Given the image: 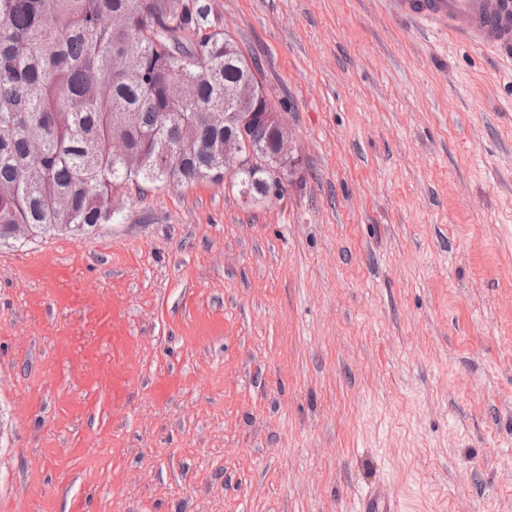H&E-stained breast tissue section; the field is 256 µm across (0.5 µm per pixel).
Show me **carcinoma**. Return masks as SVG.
<instances>
[{
  "mask_svg": "<svg viewBox=\"0 0 512 512\" xmlns=\"http://www.w3.org/2000/svg\"><path fill=\"white\" fill-rule=\"evenodd\" d=\"M259 84L208 0H0V240L106 224L136 182L219 183L267 196L272 132ZM248 121L224 142V115Z\"/></svg>",
  "mask_w": 512,
  "mask_h": 512,
  "instance_id": "carcinoma-1",
  "label": "carcinoma"
}]
</instances>
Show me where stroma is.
<instances>
[{
	"label": "stroma",
	"instance_id": "35a3bbf8",
	"mask_svg": "<svg viewBox=\"0 0 512 512\" xmlns=\"http://www.w3.org/2000/svg\"><path fill=\"white\" fill-rule=\"evenodd\" d=\"M209 2L283 188L0 242V512H512V58L388 0ZM394 504L386 497L384 490L376 486L362 499L359 512H393Z\"/></svg>",
	"mask_w": 512,
	"mask_h": 512
}]
</instances>
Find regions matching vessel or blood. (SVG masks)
Segmentation results:
<instances>
[{
    "label": "vessel or blood",
    "instance_id": "vessel-or-blood-1",
    "mask_svg": "<svg viewBox=\"0 0 512 512\" xmlns=\"http://www.w3.org/2000/svg\"><path fill=\"white\" fill-rule=\"evenodd\" d=\"M406 16L427 23L447 22L466 44L483 49L512 50V0H392ZM382 487L363 498L359 512H394Z\"/></svg>",
    "mask_w": 512,
    "mask_h": 512
}]
</instances>
